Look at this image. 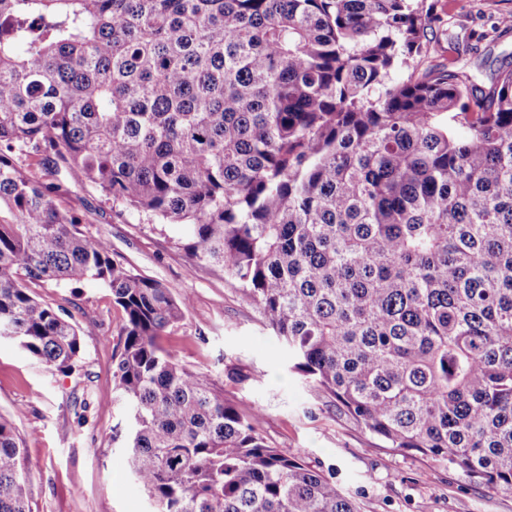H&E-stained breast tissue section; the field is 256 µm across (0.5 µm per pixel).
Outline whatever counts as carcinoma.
I'll use <instances>...</instances> for the list:
<instances>
[{
	"label": "carcinoma",
	"mask_w": 512,
	"mask_h": 512,
	"mask_svg": "<svg viewBox=\"0 0 512 512\" xmlns=\"http://www.w3.org/2000/svg\"><path fill=\"white\" fill-rule=\"evenodd\" d=\"M439 0H0V338L75 370L35 281L123 312L112 439L153 512H359L160 343L190 307L18 165L184 224L290 369L392 448L512 495V71H419ZM407 69V78L392 73ZM0 417V512H30Z\"/></svg>",
	"instance_id": "1"
}]
</instances>
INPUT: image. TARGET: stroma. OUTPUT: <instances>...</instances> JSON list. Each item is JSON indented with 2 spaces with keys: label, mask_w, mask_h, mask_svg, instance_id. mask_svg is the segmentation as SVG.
Returning <instances> with one entry per match:
<instances>
[{
  "label": "stroma",
  "mask_w": 512,
  "mask_h": 512,
  "mask_svg": "<svg viewBox=\"0 0 512 512\" xmlns=\"http://www.w3.org/2000/svg\"><path fill=\"white\" fill-rule=\"evenodd\" d=\"M447 24L430 33V65L467 72L482 88L512 70V29L501 25L512 0H441ZM60 184L55 201L86 232L107 239L111 256L132 272L161 282L191 306L161 339L190 371L213 376L241 413H261L267 443L300 457L353 497L360 512H512V495L470 483L455 469L388 447L341 412L322 389L289 371L287 348L224 273L196 264L177 224H152L122 210L80 175L46 173ZM36 294L76 323L83 354L63 373L0 340V414L13 418L30 473L31 512H151L112 438V358L122 347V312L102 283H45Z\"/></svg>",
  "instance_id": "obj_1"
}]
</instances>
